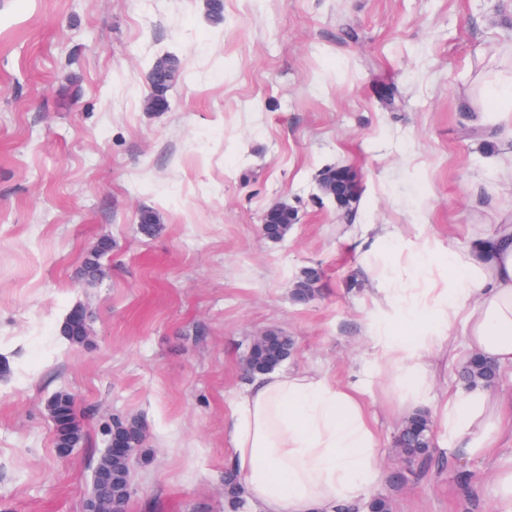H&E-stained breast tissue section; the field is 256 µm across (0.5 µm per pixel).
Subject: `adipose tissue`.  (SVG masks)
<instances>
[{"mask_svg": "<svg viewBox=\"0 0 512 512\" xmlns=\"http://www.w3.org/2000/svg\"><path fill=\"white\" fill-rule=\"evenodd\" d=\"M398 311L393 336H373L388 368L404 386L421 391L416 359L465 327L468 355L512 366V224L471 238L448 255L446 277L426 287L396 284L389 291ZM490 388L451 393L443 419L458 445L489 453L499 435L489 419L512 429V406H495ZM230 467L240 476L254 512H335L360 503L382 477L375 434L358 396L325 375L272 371L250 379L229 416Z\"/></svg>", "mask_w": 512, "mask_h": 512, "instance_id": "1", "label": "adipose tissue"}]
</instances>
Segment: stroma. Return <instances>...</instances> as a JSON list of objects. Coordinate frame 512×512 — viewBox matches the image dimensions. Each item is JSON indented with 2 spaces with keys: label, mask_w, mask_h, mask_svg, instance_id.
Returning <instances> with one entry per match:
<instances>
[{
  "label": "stroma",
  "mask_w": 512,
  "mask_h": 512,
  "mask_svg": "<svg viewBox=\"0 0 512 512\" xmlns=\"http://www.w3.org/2000/svg\"><path fill=\"white\" fill-rule=\"evenodd\" d=\"M168 53L170 107L151 112L147 62ZM510 85L512 0H224L220 23L204 0H0V512H85L116 420L146 434L127 512H224L226 420L272 330L294 341L283 371L360 390L383 472L369 495L392 512H490L512 437L489 457L448 435L463 338L422 358L416 394L365 332L397 329L375 289L427 284L449 248L512 220V124L491 95ZM336 167L359 184L345 208L320 187ZM276 202L297 214L278 242L261 231ZM425 241L434 262L410 267ZM308 268L320 278L301 303ZM76 307L79 346L61 332ZM60 393L83 428L65 455ZM417 410L434 423L422 467L394 448Z\"/></svg>",
  "instance_id": "obj_1"
}]
</instances>
